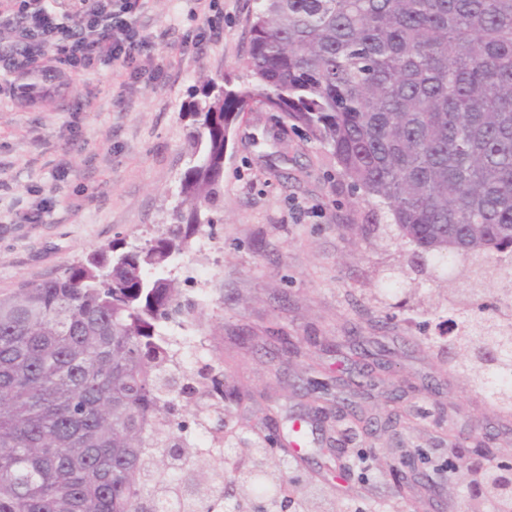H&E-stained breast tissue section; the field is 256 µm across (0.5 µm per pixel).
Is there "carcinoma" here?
Here are the masks:
<instances>
[{"label": "carcinoma", "mask_w": 512, "mask_h": 512, "mask_svg": "<svg viewBox=\"0 0 512 512\" xmlns=\"http://www.w3.org/2000/svg\"><path fill=\"white\" fill-rule=\"evenodd\" d=\"M250 80H199L187 106L190 165L163 236L94 250L62 274L0 297V512H212L211 493L276 489L279 506L329 512L288 483L268 447L199 449L176 420L185 401L224 437V384L181 365L160 330L178 288L174 261L224 198V154L258 102L305 130L350 187L375 201L400 240L472 287L448 292L465 332L448 357L512 412V315L481 317L478 286L512 275L486 265L512 246V0H256ZM479 492L512 512V488Z\"/></svg>", "instance_id": "cac0c4a2"}]
</instances>
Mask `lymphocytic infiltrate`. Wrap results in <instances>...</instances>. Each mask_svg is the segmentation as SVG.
<instances>
[{
	"mask_svg": "<svg viewBox=\"0 0 512 512\" xmlns=\"http://www.w3.org/2000/svg\"><path fill=\"white\" fill-rule=\"evenodd\" d=\"M71 23L58 16V0H0L12 12L14 49H0V69L60 65L76 80L102 67L119 68L138 81L141 57L157 44L139 23L150 0H74Z\"/></svg>",
	"mask_w": 512,
	"mask_h": 512,
	"instance_id": "lymphocytic-infiltrate-1",
	"label": "lymphocytic infiltrate"
}]
</instances>
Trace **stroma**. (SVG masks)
Returning <instances> with one entry per match:
<instances>
[{
  "mask_svg": "<svg viewBox=\"0 0 512 512\" xmlns=\"http://www.w3.org/2000/svg\"><path fill=\"white\" fill-rule=\"evenodd\" d=\"M215 2L220 35L197 49L185 39L203 19L188 0H150L141 22L158 50L137 83L103 70L79 84L62 75L47 99L0 94V295L166 231L190 161L189 87L247 79L255 2ZM38 206L44 223H27ZM376 214L326 151L253 106L229 139L218 221L172 268L189 312L163 329L202 340L214 375L240 392L224 404L225 438L276 435L271 461L298 487L331 505L467 512L469 453L512 464V413L449 366L450 284L414 269ZM340 399L355 416L320 421ZM296 417L301 462L289 452Z\"/></svg>",
  "mask_w": 512,
  "mask_h": 512,
  "instance_id": "obj_1",
  "label": "stroma"
}]
</instances>
